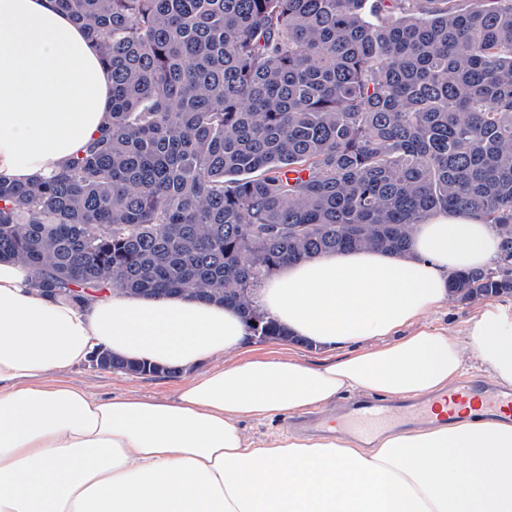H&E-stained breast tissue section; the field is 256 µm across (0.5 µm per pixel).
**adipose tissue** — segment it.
Segmentation results:
<instances>
[{
    "label": "adipose tissue",
    "mask_w": 512,
    "mask_h": 512,
    "mask_svg": "<svg viewBox=\"0 0 512 512\" xmlns=\"http://www.w3.org/2000/svg\"><path fill=\"white\" fill-rule=\"evenodd\" d=\"M111 109V70L56 0H0V176L60 167ZM498 256L482 218L439 212L404 254L282 265L255 306L310 345L345 349L319 365L241 355L250 321L233 304L110 288L81 305L0 260V512H512V421L476 401L368 447L287 425L256 443L246 433L346 395H444L473 363L512 387V304L477 308L463 342L429 320L449 273ZM99 347L205 370L171 399L104 398L66 376Z\"/></svg>",
    "instance_id": "obj_1"
}]
</instances>
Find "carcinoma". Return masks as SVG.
Here are the masks:
<instances>
[{"label":"carcinoma","mask_w":512,"mask_h":512,"mask_svg":"<svg viewBox=\"0 0 512 512\" xmlns=\"http://www.w3.org/2000/svg\"><path fill=\"white\" fill-rule=\"evenodd\" d=\"M112 71L103 135L0 176V259L76 300L104 285L251 308L261 276L326 252L400 254L437 210L512 256V0H57ZM470 303L496 270L450 275Z\"/></svg>","instance_id":"cac0c4a2"}]
</instances>
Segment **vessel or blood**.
I'll return each instance as SVG.
<instances>
[{
	"mask_svg": "<svg viewBox=\"0 0 512 512\" xmlns=\"http://www.w3.org/2000/svg\"><path fill=\"white\" fill-rule=\"evenodd\" d=\"M480 394L486 407L495 412H512V388H496L465 381L453 387L448 392L449 406H456L465 397ZM432 400L423 397L415 401L404 402L400 400H384L376 398H362L343 409L340 414L331 420H318L313 422V430H322L325 425L331 424L337 430L351 434L357 440L369 443L376 440L387 431L393 421L395 412H404L409 419L427 421L430 418Z\"/></svg>",
	"mask_w": 512,
	"mask_h": 512,
	"instance_id": "b4317fda",
	"label": "vessel or blood"
}]
</instances>
